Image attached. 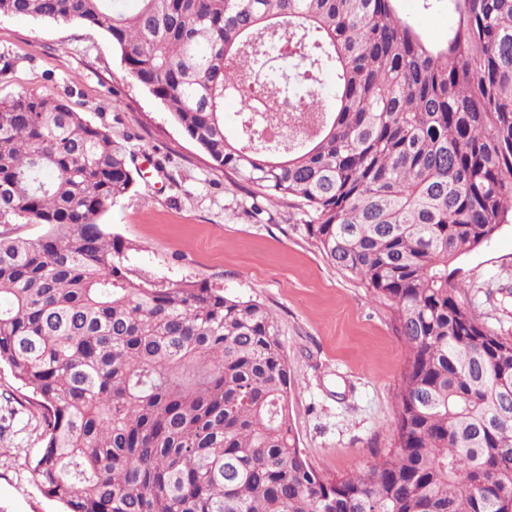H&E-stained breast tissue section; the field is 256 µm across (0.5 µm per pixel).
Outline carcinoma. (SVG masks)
<instances>
[{
	"instance_id": "1",
	"label": "carcinoma",
	"mask_w": 512,
	"mask_h": 512,
	"mask_svg": "<svg viewBox=\"0 0 512 512\" xmlns=\"http://www.w3.org/2000/svg\"><path fill=\"white\" fill-rule=\"evenodd\" d=\"M130 2L0 0V17L104 31L217 167L308 208V238L406 345L393 448L336 481L310 463L271 313L132 278L100 223L134 185L126 148L17 93L0 96V365L42 410L34 484L67 512H512V339L448 282L512 223V0H421L456 17L441 42L399 0Z\"/></svg>"
}]
</instances>
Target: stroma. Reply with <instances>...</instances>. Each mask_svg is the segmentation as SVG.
Here are the masks:
<instances>
[{"mask_svg":"<svg viewBox=\"0 0 512 512\" xmlns=\"http://www.w3.org/2000/svg\"><path fill=\"white\" fill-rule=\"evenodd\" d=\"M400 9L433 42L455 22L448 11L422 10L419 0H401ZM0 57L11 63L0 77V96L66 98L126 145L141 175L100 222L132 244L134 276L201 281L262 303L287 352L300 448L329 478L366 471L391 446L407 356L392 309L312 244L300 208L256 198L249 185L214 167L168 109L126 73L102 30L2 16ZM448 271L461 302L512 339V224ZM42 431L39 409L1 367L0 512H61L28 474Z\"/></svg>","mask_w":512,"mask_h":512,"instance_id":"35a3bbf8","label":"stroma"}]
</instances>
